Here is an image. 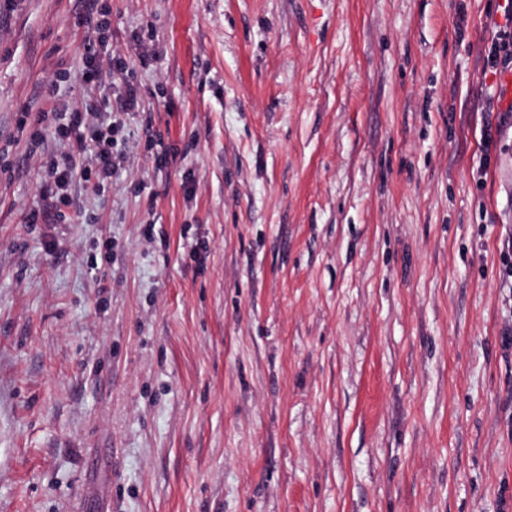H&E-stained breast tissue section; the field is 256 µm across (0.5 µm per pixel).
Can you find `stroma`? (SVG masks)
I'll list each match as a JSON object with an SVG mask.
<instances>
[{
	"label": "stroma",
	"instance_id": "stroma-1",
	"mask_svg": "<svg viewBox=\"0 0 512 512\" xmlns=\"http://www.w3.org/2000/svg\"><path fill=\"white\" fill-rule=\"evenodd\" d=\"M502 3L0 0V512H512ZM505 2H507L504 12L506 23L499 27L497 36L492 40L486 59H484L486 70L495 71V73L500 65L504 68L512 60V1L505 0ZM84 59L85 61L81 72L82 81L87 84H94L99 86L105 84L106 76L103 73L100 62L97 61L96 51L91 47V45L86 47ZM99 113L91 105L84 110L74 109L66 113L69 114L67 122L55 128L54 134L69 140L73 149L62 163L54 161L49 166V178L57 191L65 190L70 181L80 178L87 191L97 193L104 179L110 177L115 166L113 127L99 126ZM77 159L87 163L79 165Z\"/></svg>",
	"mask_w": 512,
	"mask_h": 512
}]
</instances>
